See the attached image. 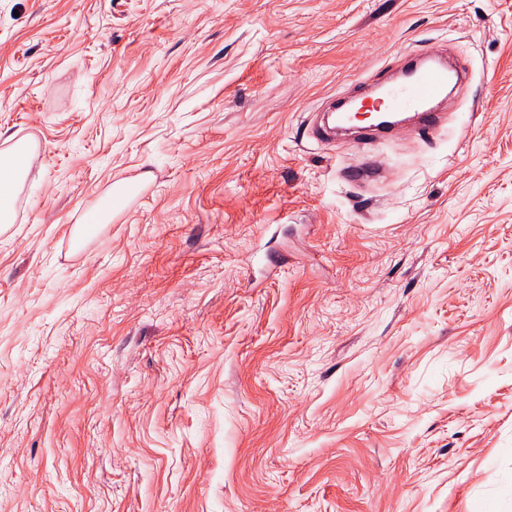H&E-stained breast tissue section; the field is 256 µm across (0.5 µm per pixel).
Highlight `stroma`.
<instances>
[{
	"label": "stroma",
	"instance_id": "1",
	"mask_svg": "<svg viewBox=\"0 0 512 512\" xmlns=\"http://www.w3.org/2000/svg\"><path fill=\"white\" fill-rule=\"evenodd\" d=\"M434 45L432 139L310 137ZM20 140L0 512H512V0H0Z\"/></svg>",
	"mask_w": 512,
	"mask_h": 512
}]
</instances>
